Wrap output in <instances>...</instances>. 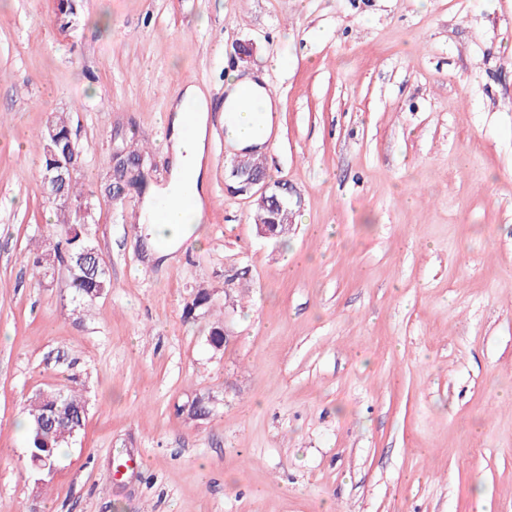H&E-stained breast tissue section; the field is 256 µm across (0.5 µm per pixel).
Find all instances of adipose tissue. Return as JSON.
<instances>
[{"label": "adipose tissue", "instance_id": "ef3b65f1", "mask_svg": "<svg viewBox=\"0 0 512 512\" xmlns=\"http://www.w3.org/2000/svg\"><path fill=\"white\" fill-rule=\"evenodd\" d=\"M193 102L195 113L184 110ZM275 105L265 89V79L255 73L233 72L224 85V126L229 146L260 149L267 143L269 127L259 124L258 115L273 112ZM209 107L196 88L186 87L174 101L167 117L171 135L165 145L172 152V179L145 209L149 234L155 243H176L192 235L202 219V195L206 172L201 163L204 153ZM194 123L193 139H186L184 127Z\"/></svg>", "mask_w": 512, "mask_h": 512}]
</instances>
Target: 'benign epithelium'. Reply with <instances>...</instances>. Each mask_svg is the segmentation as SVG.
<instances>
[{"mask_svg": "<svg viewBox=\"0 0 512 512\" xmlns=\"http://www.w3.org/2000/svg\"><path fill=\"white\" fill-rule=\"evenodd\" d=\"M73 171L65 172L60 167L52 168L44 173L42 184L44 193L57 201L64 200L61 196L60 186L67 181V175ZM230 184L227 189L233 194H252L255 203L275 214L288 205L300 204V196L286 181L270 183L265 168L246 167L235 159L231 162L228 171Z\"/></svg>", "mask_w": 512, "mask_h": 512, "instance_id": "obj_1", "label": "benign epithelium"}]
</instances>
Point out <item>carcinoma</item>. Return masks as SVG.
Listing matches in <instances>:
<instances>
[{"mask_svg": "<svg viewBox=\"0 0 512 512\" xmlns=\"http://www.w3.org/2000/svg\"><path fill=\"white\" fill-rule=\"evenodd\" d=\"M38 142L46 169L60 161L74 165L78 171L86 164L69 124L62 117L53 118L45 126L38 136ZM92 248L94 245L85 225L64 220L59 223L55 237L48 240V246L36 247V252L32 253L33 265L37 268L50 262L65 265L71 288L81 300L89 303L111 287L105 262L98 255H88V250ZM86 415L85 400L72 389L48 388L36 393L26 409L30 466H35V461L43 457L55 462L58 449L67 444L71 432H79L84 427Z\"/></svg>", "mask_w": 512, "mask_h": 512, "instance_id": "cac0c4a2", "label": "carcinoma"}]
</instances>
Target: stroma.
<instances>
[{"mask_svg": "<svg viewBox=\"0 0 512 512\" xmlns=\"http://www.w3.org/2000/svg\"><path fill=\"white\" fill-rule=\"evenodd\" d=\"M57 4L0 0V512H512V0H78L66 29ZM234 69L278 103L283 239L224 187ZM187 86L204 242L158 258L145 196ZM59 114L112 278L85 308L28 261L62 218L35 145ZM134 150L144 180L112 199ZM47 387L88 414L41 472L23 423Z\"/></svg>", "mask_w": 512, "mask_h": 512, "instance_id": "stroma-1", "label": "stroma"}]
</instances>
